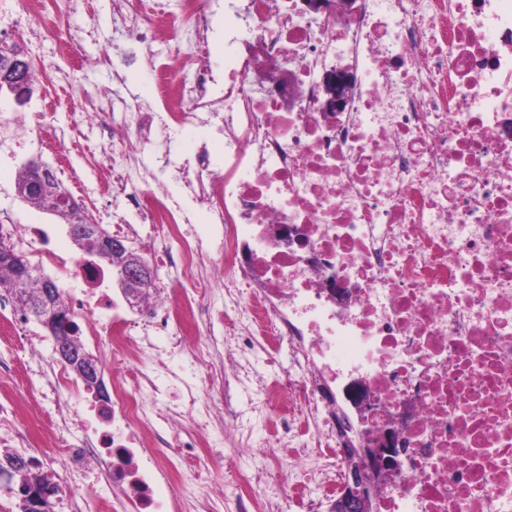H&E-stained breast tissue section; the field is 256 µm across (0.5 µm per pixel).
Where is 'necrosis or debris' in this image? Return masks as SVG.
<instances>
[{"instance_id": "obj_1", "label": "necrosis or debris", "mask_w": 512, "mask_h": 512, "mask_svg": "<svg viewBox=\"0 0 512 512\" xmlns=\"http://www.w3.org/2000/svg\"><path fill=\"white\" fill-rule=\"evenodd\" d=\"M135 39L171 35L180 62L147 61L159 106L133 103L127 134L112 145V185L154 225L149 249L171 273L172 294L118 303L90 256L49 249L48 225L28 230L41 264L57 271L76 336L115 356L139 358L137 322L173 332L176 368L147 386H112L89 415L68 410L83 447L59 450L69 479L65 512H83L80 487L105 481L100 512H175L161 484L184 485L164 451L165 415L223 417L189 378L186 356L213 314L208 282L223 280L238 328L282 345L296 370L265 391L282 418L273 475L303 512L316 477L329 493L343 474L337 390L361 381L379 424L393 433L400 469L381 489L379 512H512V0H336L306 12L301 0H246L236 64L208 62L211 0H124ZM266 69H258L257 61ZM344 67L351 93L323 109V81ZM221 118L224 161L198 152L184 165L187 196L144 190L129 160L151 133ZM48 108L0 109V147L24 149V133L48 124ZM206 207L222 248L203 253L191 204ZM112 311L99 321L101 308Z\"/></svg>"}]
</instances>
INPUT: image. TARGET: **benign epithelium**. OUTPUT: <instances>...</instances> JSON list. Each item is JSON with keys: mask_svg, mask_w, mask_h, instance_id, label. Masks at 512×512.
Returning <instances> with one entry per match:
<instances>
[{"mask_svg": "<svg viewBox=\"0 0 512 512\" xmlns=\"http://www.w3.org/2000/svg\"><path fill=\"white\" fill-rule=\"evenodd\" d=\"M31 57L25 49L10 51L0 57V90L5 88L23 104L29 97L26 72ZM353 85V77L345 68H337L324 78L325 101L323 111L337 112L348 99ZM31 178L25 190L32 192L45 183L47 166L41 162L28 163ZM80 235L87 238L95 247V252L113 265L122 289L133 293L152 286L151 269L143 257L121 239L112 236L100 224H92L79 229ZM0 265L12 270L11 279L0 283V288L12 293L21 306L29 301L22 297L21 285L31 276L34 264L28 255L7 239H0ZM34 319L53 337L56 353L63 364L71 368L85 382L87 389L96 397L104 393L102 369L99 363L87 353L75 354L69 344H79L76 336L59 334L58 322L65 314L54 285H49L43 295L33 304ZM351 401L357 412L369 419L377 415L376 403L368 388L362 384L351 386ZM346 424L338 429L341 454L345 464L344 478L337 486L336 493L329 500L328 512H378L380 487L385 479L399 468L398 460L391 448V432L384 427L363 432L358 439L348 435ZM1 475L5 476L15 494L26 506L39 512H53V503L48 496H37L29 490L21 478L18 465H7Z\"/></svg>", "mask_w": 512, "mask_h": 512, "instance_id": "obj_1", "label": "benign epithelium"}]
</instances>
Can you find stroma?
Listing matches in <instances>:
<instances>
[{"mask_svg": "<svg viewBox=\"0 0 512 512\" xmlns=\"http://www.w3.org/2000/svg\"><path fill=\"white\" fill-rule=\"evenodd\" d=\"M4 3L5 0H0V40L24 44L35 63L53 71L60 89L53 96L55 105L50 123L58 133L65 134L75 119H82L83 144L96 145L106 138L113 113L122 109V100L154 102L153 72L143 61L146 51H153L162 59L172 60L177 56L178 44L171 38H158L148 48L132 39L113 13V0H79L74 8L68 7L66 0H47L48 15L62 20L61 34L76 38L80 54L89 61L88 66L77 71L63 47L55 39L45 36L44 20L32 19L21 26H12L9 12L3 9ZM213 11L209 33L210 60L215 67L224 70L232 67L236 52L235 47L225 42L224 28L238 26L239 19L233 11L225 10L224 0H214ZM202 145L206 146L211 163L222 162L224 136L215 127L189 124L169 135L154 137L139 157L148 168L152 187L175 196L182 193L181 169ZM69 160L77 176L94 188L96 207L101 210L113 208L114 199L104 194L112 182L106 159L79 148L71 150ZM3 216L17 224L52 225L55 231L53 246L65 254L76 250L67 225L17 197L13 170L6 165L0 167V217ZM152 342L151 357L119 365L107 361L105 353L97 346H90L89 351L101 360L105 383L117 379L132 384L143 374L161 373L173 365L169 357L172 336L156 335ZM55 357L51 336L35 321H28L25 335L0 334V405H8L22 395L39 403L36 412L24 410L17 417L0 418V452L16 446V432L27 431L30 442L23 453L42 458V470L48 474L56 473L57 467L53 459L47 457L44 443L52 435L51 424L58 408L52 399L43 397L42 390L47 380L44 367ZM291 366L288 349H281L276 363L271 365L262 346L257 345L242 360L236 381L212 392V399L222 404L225 410L245 415L247 423L242 434L254 444L251 455H236L229 442L224 445V453L233 458L237 467L251 473V485L244 497L234 489L225 490L220 499L209 496L210 487L222 483L224 476L206 456H198L189 464L196 472V479L184 495L189 502L187 512H240L241 507L254 502L268 503L271 512H298L258 474L256 467L258 460L274 453L268 444L273 423L255 410L261 398L259 380L288 371Z\"/></svg>", "mask_w": 512, "mask_h": 512, "instance_id": "obj_1", "label": "stroma"}]
</instances>
